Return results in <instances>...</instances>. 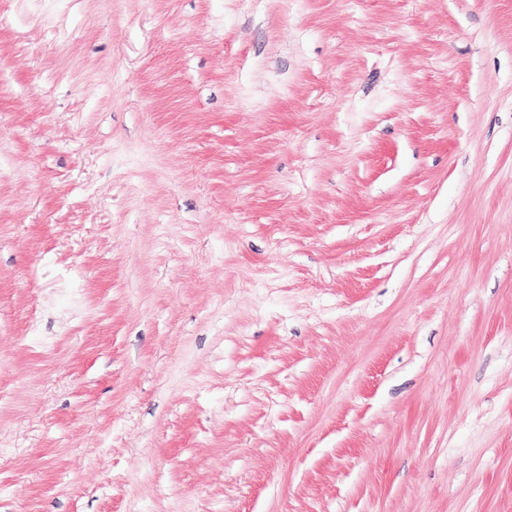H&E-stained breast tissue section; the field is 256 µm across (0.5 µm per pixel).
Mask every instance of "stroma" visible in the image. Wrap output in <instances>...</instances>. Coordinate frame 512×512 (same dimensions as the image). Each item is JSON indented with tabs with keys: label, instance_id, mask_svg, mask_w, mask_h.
Masks as SVG:
<instances>
[{
	"label": "stroma",
	"instance_id": "stroma-1",
	"mask_svg": "<svg viewBox=\"0 0 512 512\" xmlns=\"http://www.w3.org/2000/svg\"><path fill=\"white\" fill-rule=\"evenodd\" d=\"M0 512H512V0H0Z\"/></svg>",
	"mask_w": 512,
	"mask_h": 512
}]
</instances>
